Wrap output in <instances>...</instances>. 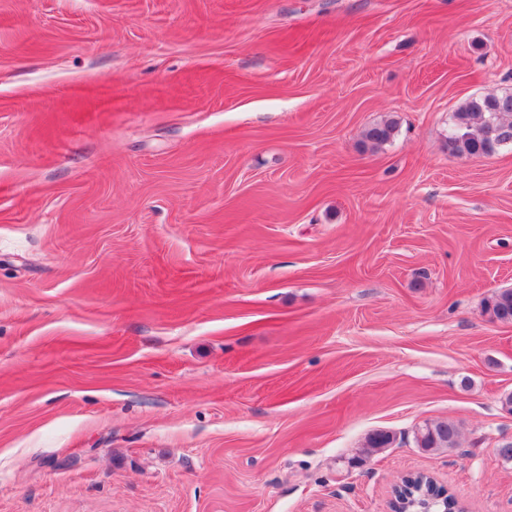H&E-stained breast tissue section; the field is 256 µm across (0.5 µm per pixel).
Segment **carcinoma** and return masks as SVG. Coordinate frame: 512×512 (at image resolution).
<instances>
[{
    "label": "carcinoma",
    "instance_id": "cac0c4a2",
    "mask_svg": "<svg viewBox=\"0 0 512 512\" xmlns=\"http://www.w3.org/2000/svg\"><path fill=\"white\" fill-rule=\"evenodd\" d=\"M396 122L385 120L366 128L364 142L377 148L388 142ZM512 145V94L482 95L468 98L455 112L448 132V149L462 158L495 153ZM484 312L493 321L512 323V288L499 289L487 300ZM459 429L455 421L426 422L415 433L416 446L424 452L438 453L457 449Z\"/></svg>",
    "mask_w": 512,
    "mask_h": 512
}]
</instances>
